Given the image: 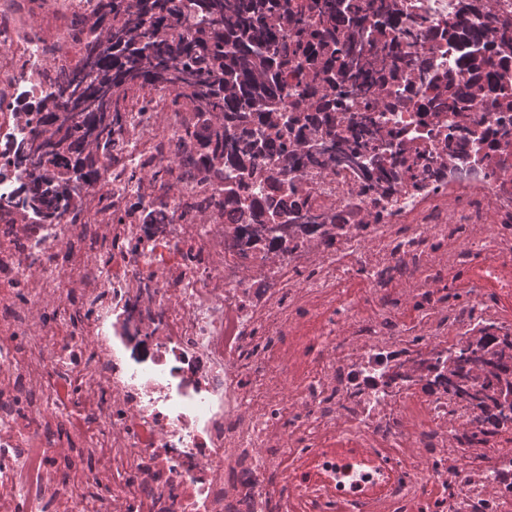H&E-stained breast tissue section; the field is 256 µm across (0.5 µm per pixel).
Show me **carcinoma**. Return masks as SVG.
Returning <instances> with one entry per match:
<instances>
[{"instance_id": "1", "label": "carcinoma", "mask_w": 512, "mask_h": 512, "mask_svg": "<svg viewBox=\"0 0 512 512\" xmlns=\"http://www.w3.org/2000/svg\"><path fill=\"white\" fill-rule=\"evenodd\" d=\"M387 0H98L97 11L77 25L81 58L52 90L37 100L29 141L16 148L30 169L27 208L42 224L82 212L87 204L79 183L100 174L120 124L121 103L133 94L160 90L174 104L187 100L204 129L203 161L216 170L233 162L246 180L247 164L279 138V150L299 153L282 138L296 117L280 111V96L294 97L296 112H324L323 100L359 96L374 88V101L387 80L410 73L415 61L400 43L375 45L367 23L390 13ZM244 118L251 127L237 133ZM331 158L360 157L358 137L336 136L325 117ZM438 382L449 395L473 404L483 420L512 427V334L478 320L461 336Z\"/></svg>"}]
</instances>
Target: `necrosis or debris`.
<instances>
[{
	"mask_svg": "<svg viewBox=\"0 0 512 512\" xmlns=\"http://www.w3.org/2000/svg\"><path fill=\"white\" fill-rule=\"evenodd\" d=\"M28 3L0 0V512H512V429L465 442L468 402L399 379L477 315L512 330V53L484 33L512 0L375 16L421 57L403 107L374 115L406 135L384 194L346 162L301 165L284 193L275 150L228 193L236 168L186 166L191 108L159 91L126 103L90 210L59 224L25 217L30 171L10 153L32 134L15 113L76 54L65 31L23 28ZM439 122L466 129L454 156ZM297 209L310 223L267 222ZM64 441L95 467L63 477ZM323 448L369 449L399 476L385 500L352 497L327 456L335 496L300 486L292 466Z\"/></svg>",
	"mask_w": 512,
	"mask_h": 512,
	"instance_id": "necrosis-or-debris-1",
	"label": "necrosis or debris"
}]
</instances>
